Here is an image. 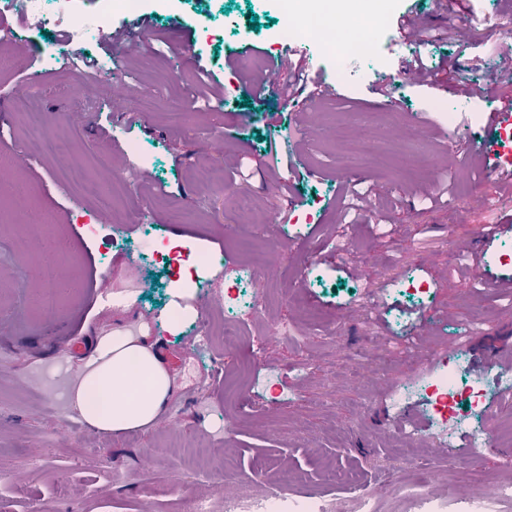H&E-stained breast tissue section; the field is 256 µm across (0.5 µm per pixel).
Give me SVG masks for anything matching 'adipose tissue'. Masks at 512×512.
I'll return each instance as SVG.
<instances>
[{
  "label": "adipose tissue",
  "instance_id": "ef3b65f1",
  "mask_svg": "<svg viewBox=\"0 0 512 512\" xmlns=\"http://www.w3.org/2000/svg\"><path fill=\"white\" fill-rule=\"evenodd\" d=\"M91 353L66 386L69 409L90 428L118 436L154 426L178 389L147 323L95 336Z\"/></svg>",
  "mask_w": 512,
  "mask_h": 512
}]
</instances>
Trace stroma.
Listing matches in <instances>:
<instances>
[{
    "label": "stroma",
    "instance_id": "1",
    "mask_svg": "<svg viewBox=\"0 0 512 512\" xmlns=\"http://www.w3.org/2000/svg\"><path fill=\"white\" fill-rule=\"evenodd\" d=\"M282 17L280 0H144L140 11L115 15L113 30L131 32V42L68 49L116 59L120 116L112 90L82 86L64 66L39 68L60 44L61 26L0 15V53L9 59L0 67V158L20 140L30 159L0 182V198L13 200L17 184L28 196L0 221V512H188L198 498L224 512L225 498L266 493L271 466L300 476L289 497L333 498L344 512H359L366 493L377 512H420L380 486L433 470L425 492L446 512H459L457 487L481 499L512 482V396L492 377L482 378L479 404L453 428L444 459L434 455L429 399L389 404L395 388L439 373L454 337L467 339L458 353L467 366L512 351V292L489 291L468 275L479 261L492 277L512 279V187L494 179L500 131L488 126L512 97V0H391L371 59L349 64L350 83L335 84L331 55L300 44L281 86L264 88L263 73L282 53ZM415 17L427 25L403 42L399 26ZM418 62L426 80H404ZM21 82L31 85L43 135H71L69 154L47 157L42 135L13 111ZM287 85L304 95L284 98ZM466 85L483 86L484 96L468 98ZM437 101L444 112L434 110ZM448 111L471 119L470 128L449 125ZM70 113L81 126L68 123ZM314 124L322 133L312 138ZM477 137L486 154L475 151ZM204 140L219 151L200 152ZM132 141L141 155L129 153ZM102 151L111 169L96 166ZM65 167L86 171L103 190L115 174L136 181L115 197L95 238L77 228L73 199L56 188ZM215 168L221 181L207 177ZM270 181L279 195L265 192ZM243 199L255 224L247 242L235 234ZM28 209L61 215L70 247L58 265L97 271L110 285L109 294L85 288L56 307L52 343L43 338L49 314L31 302L44 286L33 273L49 237L30 234ZM188 209L194 220L186 224ZM145 222L155 240L223 254L235 268L264 256L241 280L242 305H225L231 283L221 271L193 287L160 256L113 246L116 227L131 240ZM469 238L475 252L454 251ZM308 261L317 274L307 281L296 270ZM179 287L191 288L195 314L172 335L164 310ZM116 291L137 293L130 313L113 307ZM141 319L164 337L180 387L156 426L98 434L69 411L64 386L90 339ZM229 320L236 336L225 334ZM272 323L282 333L271 335ZM411 336L427 351L415 363L397 350ZM250 341L277 366L271 386L250 387L255 366L237 360ZM400 421L416 437L412 446L395 438ZM477 429L496 431L493 449L474 447ZM12 482L23 494L9 490Z\"/></svg>",
    "mask_w": 512,
    "mask_h": 512
}]
</instances>
